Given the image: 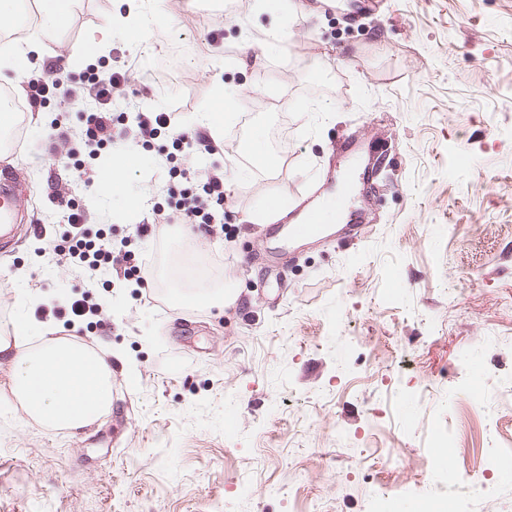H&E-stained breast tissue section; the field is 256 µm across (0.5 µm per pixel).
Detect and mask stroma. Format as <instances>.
I'll return each instance as SVG.
<instances>
[{"label": "stroma", "mask_w": 512, "mask_h": 512, "mask_svg": "<svg viewBox=\"0 0 512 512\" xmlns=\"http://www.w3.org/2000/svg\"><path fill=\"white\" fill-rule=\"evenodd\" d=\"M351 0H288L228 15L227 0H146L144 27L115 32L93 52L117 0H74L59 41L31 70L60 77L43 120L0 148L17 182L21 221L0 247V327L27 312L112 361V410L79 429L30 420L6 400L0 361V512H370L375 493L396 512L446 497L442 469L485 483L468 512H512V480L486 465L485 420L512 436V0H389L385 12L346 18ZM169 20L178 58L152 48ZM277 28L263 74L242 67L245 38ZM132 59L133 90L115 91L123 126L145 104L171 126L132 148L125 181L100 191L99 171L71 130L65 91L80 73ZM169 61V90L151 79ZM245 105L224 125V149H173L219 112L213 76ZM287 124L290 147L266 167L245 143L268 144ZM381 151L360 163L372 178L349 186L358 232L330 225L322 241H288L287 223L248 217L270 197L298 212L345 183L337 153L348 139ZM172 170L158 168L160 152ZM223 172L224 227L166 231L158 301L111 277L93 288L106 317L65 328L54 309L85 285L41 253L63 226L62 201H83L91 230L147 262L152 237L136 226L168 204L148 179ZM233 288V305L207 295ZM464 445L437 464V429Z\"/></svg>", "instance_id": "stroma-1"}]
</instances>
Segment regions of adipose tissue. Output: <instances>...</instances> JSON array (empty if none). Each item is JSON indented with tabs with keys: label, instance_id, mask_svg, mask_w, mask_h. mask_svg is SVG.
I'll list each match as a JSON object with an SVG mask.
<instances>
[{
	"label": "adipose tissue",
	"instance_id": "adipose-tissue-1",
	"mask_svg": "<svg viewBox=\"0 0 512 512\" xmlns=\"http://www.w3.org/2000/svg\"><path fill=\"white\" fill-rule=\"evenodd\" d=\"M71 0H38L34 35L14 42L11 56L24 60L54 43ZM32 325L23 315L0 332V358L12 365L10 393L30 419L41 425L76 429L91 425L112 408V365L76 336H58L44 326L39 345H31Z\"/></svg>",
	"mask_w": 512,
	"mask_h": 512
}]
</instances>
